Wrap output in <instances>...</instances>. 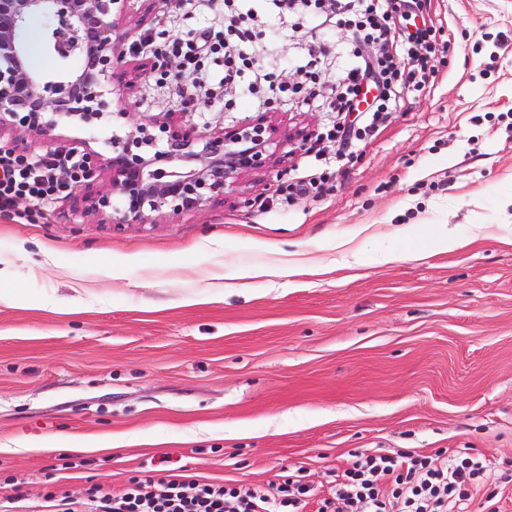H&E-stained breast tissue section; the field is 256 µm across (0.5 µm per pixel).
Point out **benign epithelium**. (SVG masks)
Segmentation results:
<instances>
[{"label": "benign epithelium", "mask_w": 512, "mask_h": 512, "mask_svg": "<svg viewBox=\"0 0 512 512\" xmlns=\"http://www.w3.org/2000/svg\"><path fill=\"white\" fill-rule=\"evenodd\" d=\"M125 0H0V126L19 121L29 131L51 135L50 114L97 116L102 85L112 63L124 55L118 38ZM34 17L49 27L50 49L61 59L77 56L79 70L48 80L33 65L23 34ZM262 123L213 133L202 149L172 120L137 128L112 144V157L101 163L93 150L86 178L106 167L110 189L98 194L94 210L112 209V197L124 206L118 224H146L156 213L177 216L224 194L229 181L265 165Z\"/></svg>", "instance_id": "obj_1"}]
</instances>
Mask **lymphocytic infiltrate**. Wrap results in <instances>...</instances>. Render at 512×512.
I'll return each mask as SVG.
<instances>
[{"label":"lymphocytic infiltrate","mask_w":512,"mask_h":512,"mask_svg":"<svg viewBox=\"0 0 512 512\" xmlns=\"http://www.w3.org/2000/svg\"><path fill=\"white\" fill-rule=\"evenodd\" d=\"M224 14V27L198 37H172L155 45L145 36L134 42L139 52H157L176 63L161 72V83L175 84L172 105L186 99L214 97L216 90L247 85L256 105L304 96L322 99L335 119L326 132L337 147L336 161L348 164L351 145L371 137L395 112L404 91L420 90L435 75L433 63L447 56L450 44L438 40L425 25L404 31L398 21L427 8L428 0H271L273 18L239 11L237 0H206ZM321 14L325 23L350 33L346 62L339 80L320 78L318 64L327 51L315 39L299 42L310 68L298 81L276 79L267 65L276 56L280 26L303 14ZM375 89L361 122L351 121L363 89ZM85 155L27 156L0 150V213L20 201L48 206L83 178ZM489 468L483 457L434 461L426 456L360 454L349 467L332 472L328 496L315 498L314 488L299 475H289L275 491L257 487L203 483L170 475L131 477L125 488L92 485L80 500L46 493L54 512H303L316 499L317 512H466L465 487L478 483Z\"/></svg>","instance_id":"lymphocytic-infiltrate-1"}]
</instances>
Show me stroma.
<instances>
[{
    "instance_id": "1",
    "label": "stroma",
    "mask_w": 512,
    "mask_h": 512,
    "mask_svg": "<svg viewBox=\"0 0 512 512\" xmlns=\"http://www.w3.org/2000/svg\"><path fill=\"white\" fill-rule=\"evenodd\" d=\"M451 50L433 85L411 91L354 164L333 170L320 198L285 200L281 183L308 169L302 145L317 103L236 109L163 105L150 53L114 62L108 111L62 116L52 145L14 125L0 147L101 155L140 125L172 118L194 136L264 122L266 166L200 210L116 224L85 181L30 222L0 213V506L41 512L46 492L82 498L162 467L202 481L275 488L298 471L328 494L354 454L484 456L491 468L468 512H512V0H431ZM203 0H128L127 42L222 29ZM342 57L345 32L310 21L285 30L279 58L302 35ZM25 44L53 79L80 67L47 47L33 19ZM460 248L434 245L441 228ZM330 266L225 285L243 264ZM79 304L80 314L62 310ZM116 448L83 450L92 437ZM51 438L54 449H33ZM25 507L8 502L6 479Z\"/></svg>"
}]
</instances>
